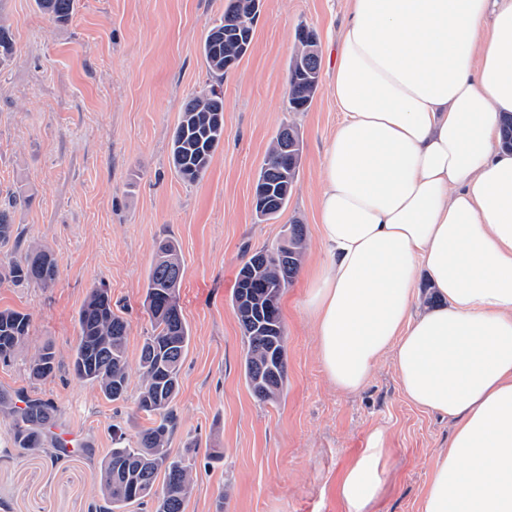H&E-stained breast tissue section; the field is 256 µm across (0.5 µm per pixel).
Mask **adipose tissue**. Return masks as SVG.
<instances>
[{"mask_svg":"<svg viewBox=\"0 0 512 512\" xmlns=\"http://www.w3.org/2000/svg\"><path fill=\"white\" fill-rule=\"evenodd\" d=\"M328 79L305 304L323 371L356 392L392 356L407 400L453 421L419 512H512V0H348ZM387 457L375 430L346 512H374Z\"/></svg>","mask_w":512,"mask_h":512,"instance_id":"ef3b65f1","label":"adipose tissue"}]
</instances>
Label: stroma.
<instances>
[{
	"mask_svg": "<svg viewBox=\"0 0 512 512\" xmlns=\"http://www.w3.org/2000/svg\"><path fill=\"white\" fill-rule=\"evenodd\" d=\"M346 11L347 0H262L251 52L220 82L224 137L203 177L187 183L173 167L171 140L184 101L215 82L202 46L224 0H77L64 27L36 0H0L14 42L0 67V205L21 199L13 213L20 242L0 248V264L36 242L59 267L45 287L0 283V310L32 320L24 349L0 363V512H94L113 428L131 438L148 427L134 404L151 331L145 280L166 238L184 261L176 301L191 334L169 440L175 455L198 443L185 512H345L337 484L378 428L390 461L375 512H418L451 422L408 402L388 356L359 392L338 391L320 364L301 272L280 298L287 389L278 402H259L244 380L232 306L239 268L275 245L286 225L305 227L304 265L319 260L321 158L340 114L324 86L308 111H288V67L300 26L314 29L325 49ZM285 123L299 132L300 165L286 209L262 221L252 186ZM95 284L129 325V385L118 402L71 371L78 312ZM45 346L57 369L31 380L29 360ZM36 398L53 401L56 415L43 447L22 448L14 423ZM66 434L79 447L61 448Z\"/></svg>",
	"mask_w": 512,
	"mask_h": 512,
	"instance_id": "obj_1",
	"label": "stroma"
}]
</instances>
